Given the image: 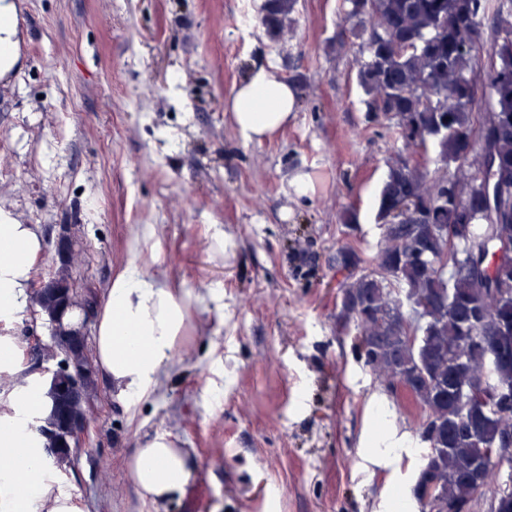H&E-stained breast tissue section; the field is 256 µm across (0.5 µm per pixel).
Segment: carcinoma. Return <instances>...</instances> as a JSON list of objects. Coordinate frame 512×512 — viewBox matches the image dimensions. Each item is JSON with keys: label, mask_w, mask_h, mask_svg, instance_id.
Here are the masks:
<instances>
[{"label": "carcinoma", "mask_w": 512, "mask_h": 512, "mask_svg": "<svg viewBox=\"0 0 512 512\" xmlns=\"http://www.w3.org/2000/svg\"><path fill=\"white\" fill-rule=\"evenodd\" d=\"M297 0H264L262 24L279 34ZM346 16L357 20L354 35L366 36V61L358 83L369 96L368 111L391 113L399 135L439 158L460 162L454 196L445 204L442 179L428 177L420 163L393 159L381 184L377 218L385 246L365 260L353 251L336 255L339 268L360 269L341 285L347 297L363 296L372 314L359 319L341 308L339 325L355 326L365 366L383 375L390 390H402L423 410L428 431L419 433L426 452L413 489L419 512H474L486 495L472 478L474 463L494 446H512V413L492 408L468 432L463 393L477 382L512 387V356L492 360L486 347L463 341L469 306L480 303L487 317L476 327L494 335L501 320L512 321V0H343ZM487 37L489 48L470 45L466 36ZM506 181L501 213L492 219L473 194L474 181ZM413 197L423 204L422 223L390 224L389 211ZM467 209L471 240L492 259L495 241L504 261L492 263L495 287H477L463 265L469 243L455 247L426 240L423 259L412 258L415 240L431 225L456 224L458 206ZM407 299L436 296L417 331L405 324ZM56 381L53 431L47 445L57 462L70 457L60 415L78 417L82 404Z\"/></svg>", "instance_id": "1"}]
</instances>
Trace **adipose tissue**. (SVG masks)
<instances>
[{"label":"adipose tissue","instance_id":"ef3b65f1","mask_svg":"<svg viewBox=\"0 0 512 512\" xmlns=\"http://www.w3.org/2000/svg\"><path fill=\"white\" fill-rule=\"evenodd\" d=\"M225 109L248 142H263L286 127L297 109L296 90L272 67L253 66L237 84ZM148 228L134 232L132 257L111 279L99 308L94 360L108 379L113 397L129 415L168 381L175 367V346L189 322L188 297L161 286L146 270ZM44 251L38 225L18 223L0 207V324L21 319L28 306L34 267ZM18 340L0 336V512H78L73 496L62 490L39 429L54 409L51 381L28 373L16 361ZM138 495L153 507L183 493L192 472L184 449L169 435L155 434L129 460Z\"/></svg>","mask_w":512,"mask_h":512}]
</instances>
